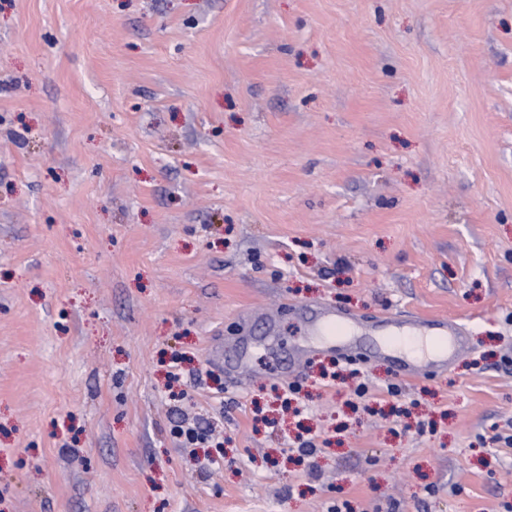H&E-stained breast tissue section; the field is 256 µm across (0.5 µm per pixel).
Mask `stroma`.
<instances>
[{"mask_svg":"<svg viewBox=\"0 0 512 512\" xmlns=\"http://www.w3.org/2000/svg\"><path fill=\"white\" fill-rule=\"evenodd\" d=\"M292 302L470 343L360 399ZM509 435L512 0H0V512H512Z\"/></svg>","mask_w":512,"mask_h":512,"instance_id":"stroma-1","label":"stroma"}]
</instances>
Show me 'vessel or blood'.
Instances as JSON below:
<instances>
[{
  "label": "vessel or blood",
  "mask_w": 512,
  "mask_h": 512,
  "mask_svg": "<svg viewBox=\"0 0 512 512\" xmlns=\"http://www.w3.org/2000/svg\"><path fill=\"white\" fill-rule=\"evenodd\" d=\"M305 335L326 351L350 355L364 337L375 340L376 355L391 359L397 374L407 379L428 370L447 371L467 347L466 327L445 317L382 313L368 322L326 305H313L302 315Z\"/></svg>",
  "instance_id": "b4317fda"
}]
</instances>
